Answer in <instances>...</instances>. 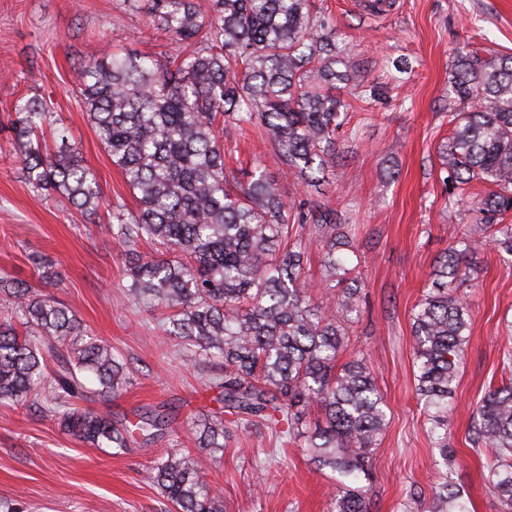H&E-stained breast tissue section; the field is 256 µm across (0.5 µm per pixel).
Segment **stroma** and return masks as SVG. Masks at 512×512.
Masks as SVG:
<instances>
[{
	"label": "stroma",
	"instance_id": "1",
	"mask_svg": "<svg viewBox=\"0 0 512 512\" xmlns=\"http://www.w3.org/2000/svg\"><path fill=\"white\" fill-rule=\"evenodd\" d=\"M350 2L315 0L372 80L400 84L387 104L355 105L356 133L341 139L326 182L297 185L255 131L225 125L224 150L239 182L258 165L277 178L287 201L354 205L347 236L363 261L365 299L351 348L372 368L387 415L372 452L371 512H418L443 477L467 489L471 512H501L485 480L486 452L471 444L468 429L473 407L501 382L502 357L512 352V264L491 246L474 258L464 290L470 338L448 413L454 456L446 461L416 400L411 314L436 260L475 229L468 205L448 207L440 175L449 63L458 48L486 39L512 55V0H392L389 11L370 19ZM115 48L167 53L173 46L128 0H0V119L19 98L46 100L107 200L90 216L58 197L36 200L9 133H0V276L64 303L125 362L129 389L111 402L93 399L90 408L133 422L145 410H164L174 430L124 450L92 448L31 404L0 402V512H170L145 471L166 449H195L193 421L219 407L211 385L217 365L185 363L163 330L162 310L138 304L127 291L111 206L121 201L132 210L136 202L87 122L80 82L83 64ZM399 60L411 73H397ZM44 259L56 278H39ZM197 461L221 489L225 512H331L336 479L316 467L303 440L287 444L265 426H241L223 450L198 452Z\"/></svg>",
	"mask_w": 512,
	"mask_h": 512
}]
</instances>
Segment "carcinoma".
<instances>
[{
    "instance_id": "obj_1",
    "label": "carcinoma",
    "mask_w": 512,
    "mask_h": 512,
    "mask_svg": "<svg viewBox=\"0 0 512 512\" xmlns=\"http://www.w3.org/2000/svg\"><path fill=\"white\" fill-rule=\"evenodd\" d=\"M179 47L160 57L106 51L82 66V97L99 142L136 201L118 203L113 234L125 247L128 292L168 311L166 335L184 361L218 359L221 410L194 429L198 448L220 450L233 425L260 422L293 441L306 437L312 458L337 475L333 512H370L369 459L386 425L384 396L357 353L342 365L358 312L360 287L336 294L330 309L302 278L306 247L321 246L325 288L350 274L342 214L309 198L290 204L277 181L257 170L242 185L224 163L229 122L256 128L302 185L326 180L337 142L353 136L352 101L384 94L369 80L333 20L313 0H132ZM348 88V97L336 83ZM47 102L20 98L0 131L10 132L35 195H58L75 209L104 205L95 172L79 147L59 134L55 152L43 127ZM448 126L440 147L448 207L464 198L477 235L436 261L430 288L412 313L416 394L433 447L448 460V398L468 341L469 304L458 294L471 260L486 245L512 263V55L488 45L463 47L450 64ZM477 185L484 191L475 192ZM149 241L162 257L132 251ZM12 307L0 314V401L40 396L59 429L95 448L153 442L172 416L151 412L131 422L83 410L93 393L120 397L131 385L112 346L59 301L22 280L0 279ZM97 382L95 390L87 381ZM319 409L326 425L306 435L303 417ZM470 441L486 449L487 482L501 512H512V377L489 389L472 412ZM147 478L176 512H224L223 494L203 479L188 450L172 448ZM424 512H469L468 499L444 478Z\"/></svg>"
}]
</instances>
